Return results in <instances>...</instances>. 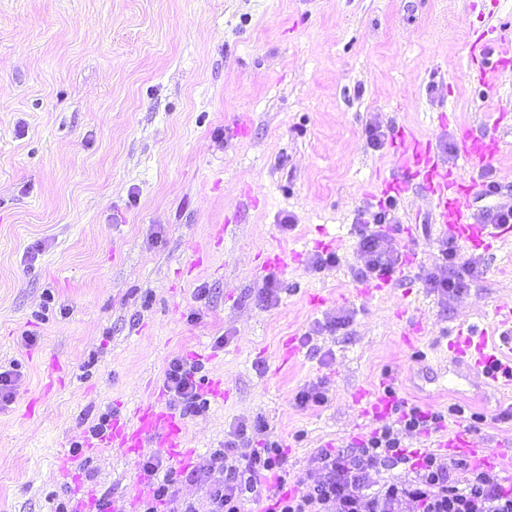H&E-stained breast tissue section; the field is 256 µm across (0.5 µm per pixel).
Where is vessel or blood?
I'll list each match as a JSON object with an SVG mask.
<instances>
[{"instance_id": "vessel-or-blood-1", "label": "vessel or blood", "mask_w": 512, "mask_h": 512, "mask_svg": "<svg viewBox=\"0 0 512 512\" xmlns=\"http://www.w3.org/2000/svg\"><path fill=\"white\" fill-rule=\"evenodd\" d=\"M494 38L504 43L512 41V22H500L494 37L482 33L467 46V56L478 61L477 78L486 88L493 87L504 70L502 62L493 63L487 57L489 42ZM464 140L462 160L471 173L483 172L495 162L500 152V138L468 132ZM398 153L407 179L389 183L388 191L400 196L409 190L411 181H419L429 193L432 220L440 234L453 237L475 251L490 250L512 237L510 225L474 221L470 198L477 187L476 181L449 172L433 154L430 144L405 136L398 145ZM495 316L496 335H489L487 329L478 325H467L459 328L446 344L433 347L430 358L440 366H466L479 378L484 391L512 392V303L499 306ZM387 389L388 382L382 379L374 388L359 395L362 413L371 421L377 422L389 415L394 398ZM150 440L174 460L184 462L190 457L181 418L169 409L152 404L137 407L132 419L113 420L108 434L101 438L102 444L127 456L140 454ZM433 446L447 457H464L481 466L495 469L512 466V448L478 445L472 433L456 422Z\"/></svg>"}]
</instances>
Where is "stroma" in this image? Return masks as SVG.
I'll list each match as a JSON object with an SVG mask.
<instances>
[{
	"mask_svg": "<svg viewBox=\"0 0 512 512\" xmlns=\"http://www.w3.org/2000/svg\"><path fill=\"white\" fill-rule=\"evenodd\" d=\"M510 15L512 0H0V369L20 371L0 406V512L102 498L137 512L140 462L163 449L86 446L103 416L175 403L163 378L178 353L225 391L185 418L181 473L261 418L305 490L319 449L366 433L354 395L384 375L408 402L483 413L475 438L512 442V393L418 358L512 302V241L458 247L464 288H428L443 237L414 189L393 208L413 258L375 291L354 231L400 176L404 131L457 171L463 129L497 123L481 179L500 192L472 213L512 205V57L491 94L464 50ZM330 251L336 266L315 269ZM314 384L324 403L300 404Z\"/></svg>",
	"mask_w": 512,
	"mask_h": 512,
	"instance_id": "obj_1",
	"label": "stroma"
}]
</instances>
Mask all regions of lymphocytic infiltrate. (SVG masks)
I'll return each instance as SVG.
<instances>
[{
  "label": "lymphocytic infiltrate",
  "mask_w": 512,
  "mask_h": 512,
  "mask_svg": "<svg viewBox=\"0 0 512 512\" xmlns=\"http://www.w3.org/2000/svg\"><path fill=\"white\" fill-rule=\"evenodd\" d=\"M389 208L359 214V250L364 267L362 282H378L404 267V254L390 247ZM200 366L177 355L168 362L164 386L178 399L180 417L199 414L207 405ZM396 423H384L359 444L347 449H320L315 456L316 479L307 491L290 493L288 455L280 441L271 439L262 422L237 429L223 447L211 452L206 464L182 478L203 483L208 512H245L248 501L276 483L269 512H512V480L499 471L475 465L466 458H444L430 450L413 452L403 443L407 433L436 432L449 416H464L453 404L439 413L402 400L393 407ZM259 446H252V437ZM404 476H395L397 467ZM143 472L153 477L152 493L142 512H158L171 501L178 478L161 460L144 462Z\"/></svg>",
  "instance_id": "1"
}]
</instances>
